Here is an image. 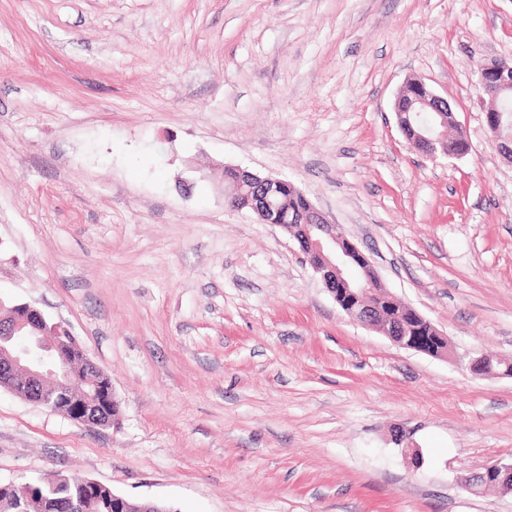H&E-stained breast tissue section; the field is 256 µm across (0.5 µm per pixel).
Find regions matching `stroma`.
<instances>
[{"instance_id":"obj_1","label":"stroma","mask_w":512,"mask_h":512,"mask_svg":"<svg viewBox=\"0 0 512 512\" xmlns=\"http://www.w3.org/2000/svg\"><path fill=\"white\" fill-rule=\"evenodd\" d=\"M512 0H0V298L77 337L120 420L0 389V483L99 481L173 512H512L461 475L512 462V159L479 61ZM419 80L470 150L432 160L394 101ZM283 178L447 337L350 321L296 243L224 200ZM420 449L413 467L403 451ZM497 363L499 366L495 367L492 356L481 354L469 357L466 366L473 376L478 378L493 377L500 374L512 375V365L508 364L504 369H501L498 360Z\"/></svg>"}]
</instances>
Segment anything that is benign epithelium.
Segmentation results:
<instances>
[{"label": "benign epithelium", "instance_id": "1", "mask_svg": "<svg viewBox=\"0 0 512 512\" xmlns=\"http://www.w3.org/2000/svg\"><path fill=\"white\" fill-rule=\"evenodd\" d=\"M477 87L481 99L487 102L485 122L498 147L512 158V127L506 125L499 109L501 100L512 96V66L496 61H483L476 69ZM393 110L400 130H410L409 145L431 159L460 157L469 152L470 143L464 130L462 144L448 148V114L451 108L444 98L436 95L424 83L417 82L415 90L403 88L396 97ZM412 112L434 114L432 127L415 129L410 121ZM236 176L225 180L224 197L228 207L247 211L264 224H272L286 231L297 243L304 262L332 295L342 311L354 322L382 332L391 342L404 349L426 355L446 357L448 352L429 351L424 345L410 341L405 327L396 323V317L383 309L388 291L367 288L371 280H378L369 259L348 238L341 225L333 222L318 209L309 197H304L302 208L283 213L279 200L293 184L285 179L260 176L234 167ZM66 328L53 323L36 307L24 303L18 308H7L0 302V388L8 389L21 398L47 405L54 410L67 402L81 403V421L89 427H110L119 420V411L105 412L100 406L97 391L101 368L88 355V381L93 390L86 392L74 384L69 371V358L75 348L65 336ZM25 336L28 344L18 347L14 338ZM467 368L478 378L512 375V365L501 369L494 366L492 356L481 354L468 358ZM18 377L23 386L18 388L9 379ZM499 474V490L512 494V464L501 462L486 466L480 472L467 473L459 478L461 486L472 494L480 493L477 482L489 474ZM121 512H170L151 501L132 503L122 496L115 497Z\"/></svg>", "mask_w": 512, "mask_h": 512}]
</instances>
